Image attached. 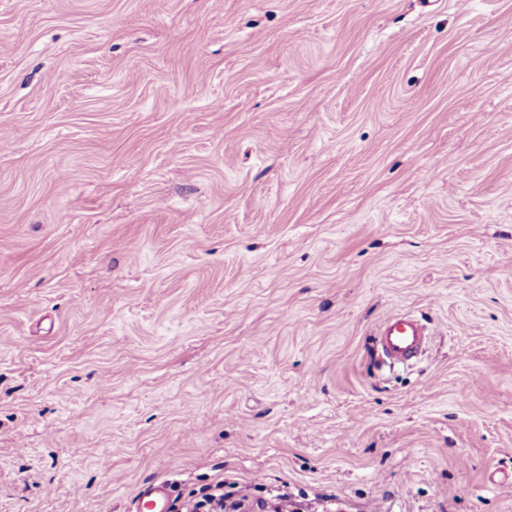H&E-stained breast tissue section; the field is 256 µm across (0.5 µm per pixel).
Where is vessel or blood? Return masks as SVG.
<instances>
[{
	"label": "vessel or blood",
	"instance_id": "1",
	"mask_svg": "<svg viewBox=\"0 0 512 512\" xmlns=\"http://www.w3.org/2000/svg\"><path fill=\"white\" fill-rule=\"evenodd\" d=\"M430 337L421 322L410 315L389 317L372 339V349L379 366L406 364L416 358ZM170 484L152 483L140 491L135 512H169Z\"/></svg>",
	"mask_w": 512,
	"mask_h": 512
}]
</instances>
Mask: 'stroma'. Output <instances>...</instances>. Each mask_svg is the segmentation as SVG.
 I'll list each match as a JSON object with an SVG mask.
<instances>
[{"label":"stroma","instance_id":"stroma-1","mask_svg":"<svg viewBox=\"0 0 512 512\" xmlns=\"http://www.w3.org/2000/svg\"><path fill=\"white\" fill-rule=\"evenodd\" d=\"M0 130V512H512V0H0ZM430 340L421 322L410 315L389 317L373 336L372 349L379 368L407 364ZM170 487L168 481L152 483L136 496L135 512H169ZM201 493V499L189 503L185 512H224V508L231 509L229 512H247L245 509L253 506V504L245 503L244 500L231 501L233 495L224 494V480L203 489ZM201 509L203 510L199 511Z\"/></svg>","mask_w":512,"mask_h":512}]
</instances>
